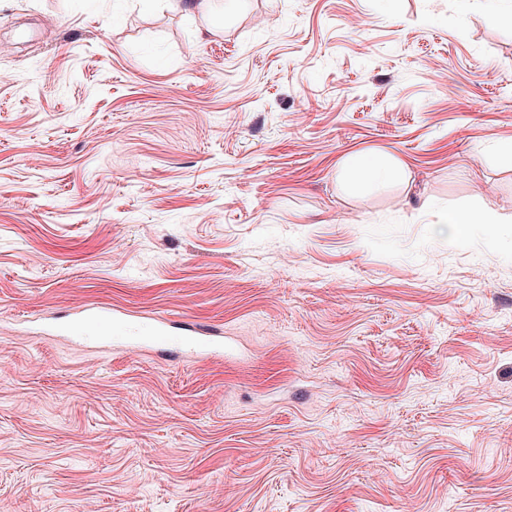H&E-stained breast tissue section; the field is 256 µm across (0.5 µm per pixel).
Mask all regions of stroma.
Wrapping results in <instances>:
<instances>
[{"label": "stroma", "instance_id": "35a3bbf8", "mask_svg": "<svg viewBox=\"0 0 512 512\" xmlns=\"http://www.w3.org/2000/svg\"><path fill=\"white\" fill-rule=\"evenodd\" d=\"M511 141L512 0H0V512H512ZM171 10L184 14L189 19L206 16L211 8L212 0H162ZM402 169V162L391 155L358 153L342 160L338 177L343 183L354 187H378ZM441 223L446 229L449 228L455 236L463 238L468 234L471 227L476 225L492 226L497 224V221L492 216L455 212L448 214ZM182 329L189 336V343L199 353L217 350L221 347L219 336L200 322L184 321Z\"/></svg>", "mask_w": 512, "mask_h": 512}]
</instances>
